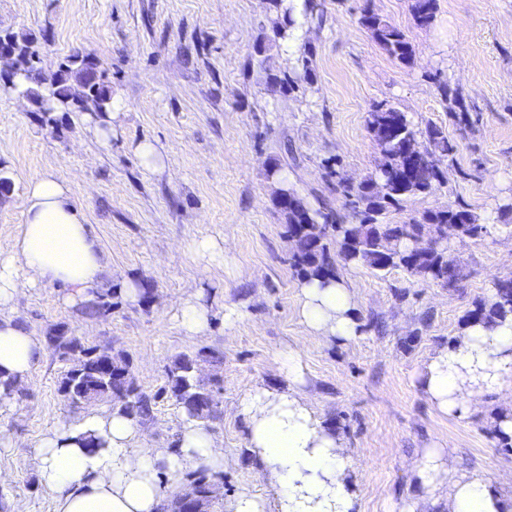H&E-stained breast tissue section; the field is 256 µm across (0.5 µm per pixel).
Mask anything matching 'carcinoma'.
Instances as JSON below:
<instances>
[{
    "label": "carcinoma",
    "mask_w": 512,
    "mask_h": 512,
    "mask_svg": "<svg viewBox=\"0 0 512 512\" xmlns=\"http://www.w3.org/2000/svg\"><path fill=\"white\" fill-rule=\"evenodd\" d=\"M276 10L275 34L282 40L294 36L297 26L293 6L288 0H271ZM435 0H413L411 10L416 22L423 26L433 18ZM374 40L393 58L404 65L412 63L414 50L404 34L374 13L361 18ZM10 41L24 60L25 96L38 109L50 98L55 107L79 112L88 106L100 113L112 109L111 89L97 74L89 72L84 60L74 56L49 77L35 66L33 41L26 34L6 31L0 40ZM367 128L379 150L375 171L357 186L345 184L335 170L327 176L336 178V193L344 197L345 211L320 207L314 209L305 198L291 188L284 192L294 198L295 206H285L280 198L275 205L284 217L288 235L299 240L300 246L290 257L297 274L308 280L325 282L336 277L338 263H359L373 272L385 275L392 270H403L416 283H443L453 285L464 279L463 269L450 263L447 239H437L436 245L426 249L421 237L429 232H441V226H456V237H481L488 233V225L480 216L460 202L442 210H428L421 217H410L399 224L386 221L392 209L411 197L433 193L444 183L445 173L436 160L449 157L456 145L448 140L443 130L433 123L423 129L415 127L407 114L398 107L380 102L366 118ZM412 140L421 141V154L413 160L406 152ZM113 294L106 291L84 305L89 316L103 315L112 308ZM512 315V277L497 280L491 297L473 304L462 317L464 325L482 324L492 327ZM48 347L65 361L70 355L82 360L79 374L67 370L60 387L69 394L74 404L107 402L112 408L138 420H147L153 414L156 397L142 392L135 384L130 362L123 354L101 351L84 345L64 326L56 327L47 336ZM195 358L181 355L167 368L168 391L179 408L183 422L204 426L217 418V405L210 403L208 390L196 382ZM189 490L199 496L200 507L208 505L206 496L210 475L201 469L184 476Z\"/></svg>",
    "instance_id": "1"
}]
</instances>
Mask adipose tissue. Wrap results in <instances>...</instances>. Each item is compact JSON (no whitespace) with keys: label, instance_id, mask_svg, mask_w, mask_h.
Wrapping results in <instances>:
<instances>
[{"label":"adipose tissue","instance_id":"adipose-tissue-1","mask_svg":"<svg viewBox=\"0 0 512 512\" xmlns=\"http://www.w3.org/2000/svg\"><path fill=\"white\" fill-rule=\"evenodd\" d=\"M105 266L68 181L53 171L30 180L21 232L0 251V372L26 380L44 352L43 342L14 314L24 290L59 284L65 302L84 301L102 286ZM298 306L310 336L349 341L360 334L356 292L345 280L301 282ZM175 317L187 335H206L210 309L204 292L182 296ZM507 369L512 316L492 329L466 327L450 347L429 358L416 375L417 386L439 412L461 417ZM240 407L266 493L241 491L225 501L224 512H352L345 441L325 427L304 396L259 386ZM87 432L103 437L105 447H82L78 438ZM142 438L137 420L97 409L47 434L37 449L38 478L55 512H161L167 496L161 471L181 476L202 467L224 468L222 444L204 428L185 426L175 448L146 447ZM416 477L435 491L440 512H512V498L501 496L483 476L458 473L439 450L427 451Z\"/></svg>","mask_w":512,"mask_h":512}]
</instances>
